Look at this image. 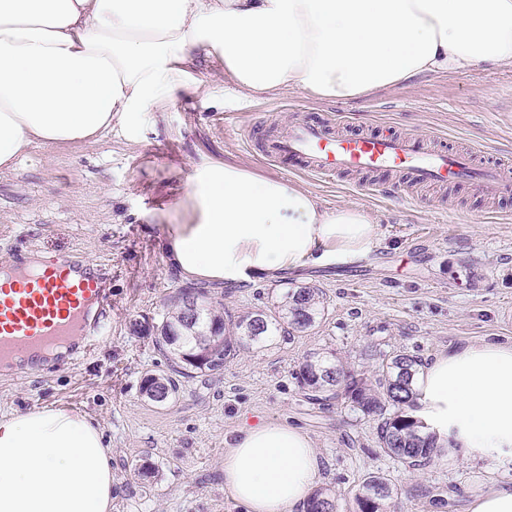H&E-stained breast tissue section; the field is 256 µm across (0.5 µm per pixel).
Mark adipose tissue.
I'll return each mask as SVG.
<instances>
[{
    "label": "adipose tissue",
    "mask_w": 512,
    "mask_h": 512,
    "mask_svg": "<svg viewBox=\"0 0 512 512\" xmlns=\"http://www.w3.org/2000/svg\"><path fill=\"white\" fill-rule=\"evenodd\" d=\"M196 50L255 98L295 88L354 100L426 73L512 66V0H0V169L116 124L136 133ZM188 200L190 223L161 243L186 281L276 279L376 244L361 208L323 209L229 163L196 166ZM411 413L441 452L512 469V344L438 353ZM111 461L88 416L2 418L0 512H111ZM319 478L312 440L286 423L243 427L224 453V494L247 512H295Z\"/></svg>",
    "instance_id": "adipose-tissue-1"
}]
</instances>
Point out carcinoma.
<instances>
[{"label": "carcinoma", "instance_id": "cac0c4a2", "mask_svg": "<svg viewBox=\"0 0 512 512\" xmlns=\"http://www.w3.org/2000/svg\"><path fill=\"white\" fill-rule=\"evenodd\" d=\"M167 307L162 322L156 326L155 342L170 354L171 374L147 377L142 389L156 385L170 398L179 389V379L191 378L197 370L219 374L240 349L261 348L277 336L290 341L295 333L319 324L325 314L323 292L307 284L288 289L272 309L239 317L229 331L204 289L183 288ZM211 342L223 346L218 357L193 362ZM419 367L420 361L415 357L394 351L383 355L378 369L367 375L354 373L313 352L302 362L298 382L305 398L312 402L344 399L354 411L376 420L380 447L405 466L416 469L438 457L432 441L418 433L416 422L406 411ZM393 494L385 477H367L357 496L359 512H383ZM334 502L330 490L319 488L308 498L306 512H334Z\"/></svg>", "mask_w": 512, "mask_h": 512}]
</instances>
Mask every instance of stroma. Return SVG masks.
<instances>
[{"mask_svg":"<svg viewBox=\"0 0 512 512\" xmlns=\"http://www.w3.org/2000/svg\"><path fill=\"white\" fill-rule=\"evenodd\" d=\"M189 72L146 105L140 140L116 128L94 145L39 147L0 170V265L19 250L75 252L106 268L112 291L111 326L91 354L36 378L0 374V415L51 406L93 419L111 443L112 512H245L224 495V452L241 427L261 421L311 438L318 485L331 490L336 512H358L360 486L373 473L394 489L389 512H469L473 495L512 480V471L452 456L408 468L380 448L376 421L340 400L308 402L295 374L311 352L369 373L383 352L425 364L471 342L512 343V193L460 183L388 195L383 175L286 172L244 140L319 114L341 134L416 135L475 151L480 162L512 163V69L428 73L336 102L300 90L252 99L200 51ZM206 161L290 181L326 209L362 208L376 245L282 279L208 283L214 303L235 317L272 306L294 285H313L325 294V316L294 341L240 350L223 373L197 374L155 403L141 384L167 374L168 362L147 329L185 286L161 241L167 225L188 222V180ZM136 323L143 332H133Z\"/></svg>","mask_w":512,"mask_h":512,"instance_id":"1","label":"stroma"}]
</instances>
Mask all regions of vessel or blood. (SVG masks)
Here are the masks:
<instances>
[{"instance_id": "obj_1", "label": "vessel or blood", "mask_w": 512, "mask_h": 512, "mask_svg": "<svg viewBox=\"0 0 512 512\" xmlns=\"http://www.w3.org/2000/svg\"><path fill=\"white\" fill-rule=\"evenodd\" d=\"M263 157L281 168L315 177L346 172L384 173L393 189L470 179L485 188L503 182L500 165H479L469 153L429 150L423 139L403 135H339L323 119L306 116L269 133ZM112 307L107 276L98 264L75 255L18 254L0 268V370L40 373L45 355L90 352Z\"/></svg>"}]
</instances>
